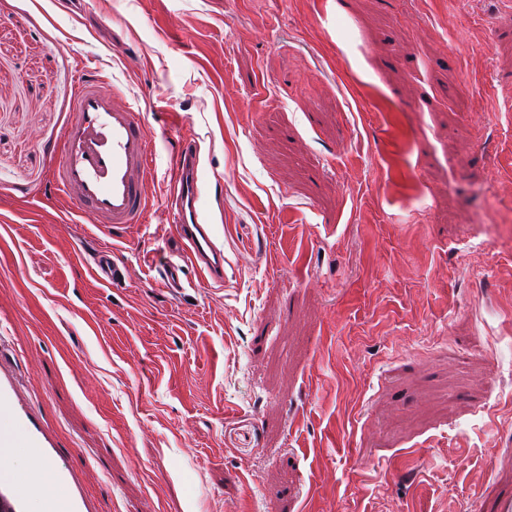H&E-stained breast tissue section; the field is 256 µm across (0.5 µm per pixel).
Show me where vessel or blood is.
<instances>
[{"label": "vessel or blood", "mask_w": 512, "mask_h": 512, "mask_svg": "<svg viewBox=\"0 0 512 512\" xmlns=\"http://www.w3.org/2000/svg\"><path fill=\"white\" fill-rule=\"evenodd\" d=\"M155 153L139 109L118 103L111 86L78 75L70 112L59 136L57 158L50 166L54 192L68 197L86 223L121 235L131 224L144 223L150 208ZM168 221L182 250L167 260L164 288L183 290L184 263H191L210 284L224 283V252L202 203L204 172L200 147L183 140L171 169ZM92 272L101 282L125 281L126 264L111 251H99Z\"/></svg>", "instance_id": "b4317fda"}]
</instances>
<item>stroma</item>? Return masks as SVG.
Listing matches in <instances>:
<instances>
[{
  "label": "stroma",
  "instance_id": "obj_1",
  "mask_svg": "<svg viewBox=\"0 0 512 512\" xmlns=\"http://www.w3.org/2000/svg\"><path fill=\"white\" fill-rule=\"evenodd\" d=\"M83 67L158 152L120 239L49 190ZM186 137L224 283L177 297ZM0 405L18 512L32 447L70 512H512V0H0ZM93 263L92 272L101 282L114 285L125 281L128 268L112 256V251H99L93 258Z\"/></svg>",
  "mask_w": 512,
  "mask_h": 512
}]
</instances>
